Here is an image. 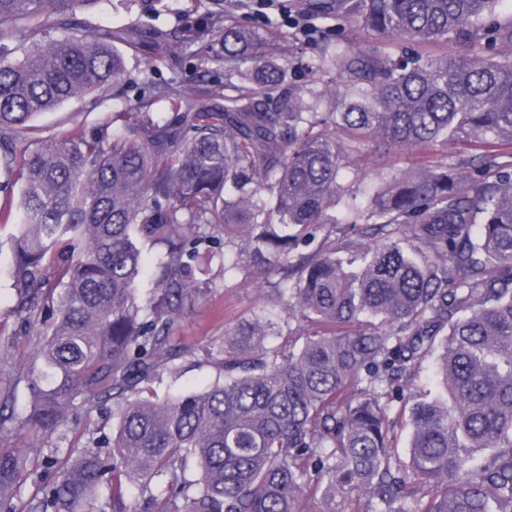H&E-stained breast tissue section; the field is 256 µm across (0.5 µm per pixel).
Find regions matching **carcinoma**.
<instances>
[{
  "instance_id": "cac0c4a2",
  "label": "carcinoma",
  "mask_w": 512,
  "mask_h": 512,
  "mask_svg": "<svg viewBox=\"0 0 512 512\" xmlns=\"http://www.w3.org/2000/svg\"><path fill=\"white\" fill-rule=\"evenodd\" d=\"M98 2L0 0L13 313L56 314L33 344L29 410L5 414L4 397L0 429L53 433L78 399L88 414L112 403L118 424L26 500L33 467L0 450V512H124V478L156 512H512V20L493 18L499 0H304L314 33L348 17L374 38L357 52L318 44L333 112L307 105L276 38L224 0L176 33L148 22L157 0H126L134 21L95 29L78 12ZM51 28L63 38L46 40ZM400 39L486 52L382 48ZM192 46L243 80L235 93L190 98L171 80L125 97L127 55L169 68ZM87 96L124 106L90 135L38 136L36 116ZM448 141L485 151L389 173L367 204L329 214L361 146ZM216 234L224 272L278 271L279 298L320 331L299 346L257 317L210 351L223 378L156 400L151 385L191 352L173 331L208 287L197 273ZM142 240L162 249L145 289ZM437 348L434 392L414 381ZM394 403L409 412L406 461L391 448Z\"/></svg>"
}]
</instances>
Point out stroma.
Listing matches in <instances>:
<instances>
[{"instance_id":"1","label":"stroma","mask_w":512,"mask_h":512,"mask_svg":"<svg viewBox=\"0 0 512 512\" xmlns=\"http://www.w3.org/2000/svg\"><path fill=\"white\" fill-rule=\"evenodd\" d=\"M240 22L257 30L280 31L285 40L281 56L288 68V79L302 92L306 103L316 111L330 112L335 108L334 99L322 93V82L311 71L313 52L302 47V35L278 11H269L267 17L253 15L242 9L237 13ZM104 106L85 98L66 103L55 112H47L35 120L44 136L58 140L67 138L74 131L92 132L108 121ZM469 144L455 141L439 144L428 150L412 148L390 154L375 152L373 147L350 154L347 166L341 172L340 182L358 203H365L368 196L388 172L412 171L423 165L447 162L448 158L469 155ZM18 233L14 224L0 223V352L7 362L0 365V393L10 394V406L15 413H25L31 394L24 379L30 361L32 344L37 330L49 327V318H41L34 325H25L12 313L15 299L8 270L12 264L10 240ZM212 249L217 255L211 265L210 288L185 316L176 333L177 342L193 347L195 355L181 368L156 383L154 390L159 399L200 391L218 378L217 369L208 362L207 352L214 344L222 342L226 332L251 320L255 314L265 312L278 317L281 322L298 327L297 319L289 318L288 311L271 285L254 276L235 271L223 273L219 262L224 253L223 238H215ZM111 416L99 413L85 414L80 407H73L64 424L52 434L37 433L28 429L9 427L0 431V448L9 449L29 457L37 467H45L50 457L65 456L83 435L99 428H112Z\"/></svg>"}]
</instances>
